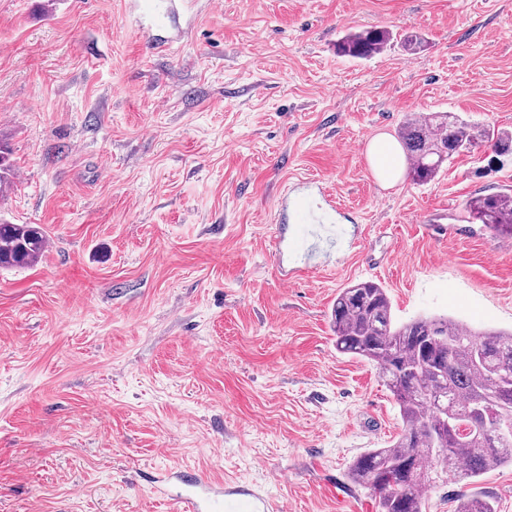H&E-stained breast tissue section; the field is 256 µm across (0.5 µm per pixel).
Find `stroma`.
Listing matches in <instances>:
<instances>
[{"label":"stroma","mask_w":512,"mask_h":512,"mask_svg":"<svg viewBox=\"0 0 512 512\" xmlns=\"http://www.w3.org/2000/svg\"><path fill=\"white\" fill-rule=\"evenodd\" d=\"M375 27L395 44L337 53ZM416 111L512 132V0H198L164 55L127 0H0V218L49 239L0 271V512H187L150 481L174 468L276 512H379L348 469L402 422L376 367L336 351L339 290L512 330V238L463 220L512 190V155L383 187L359 146ZM312 183L335 239L302 243L285 283L272 198ZM464 495L512 512V466L431 480L425 512Z\"/></svg>","instance_id":"35a3bbf8"}]
</instances>
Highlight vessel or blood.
Segmentation results:
<instances>
[{"mask_svg":"<svg viewBox=\"0 0 512 512\" xmlns=\"http://www.w3.org/2000/svg\"><path fill=\"white\" fill-rule=\"evenodd\" d=\"M193 4L194 0H129V11L146 41L156 52L169 51L183 41L188 30L171 20L175 3ZM279 215L294 214L297 222L317 221L304 198H290L287 191H280L273 199ZM177 499L187 504L189 512H225L227 504L221 494L215 493L210 475L198 469H178L174 472Z\"/></svg>","mask_w":512,"mask_h":512,"instance_id":"obj_1","label":"vessel or blood"}]
</instances>
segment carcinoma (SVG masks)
<instances>
[{
	"label": "carcinoma",
	"mask_w": 512,
	"mask_h": 512,
	"mask_svg": "<svg viewBox=\"0 0 512 512\" xmlns=\"http://www.w3.org/2000/svg\"><path fill=\"white\" fill-rule=\"evenodd\" d=\"M391 44L385 29L345 35L337 53L371 57ZM397 136L413 181L428 183L450 159L479 142L512 152V136L449 112L413 115ZM0 144V193L14 176ZM466 222L512 237V193L479 194L466 204ZM36 224L0 220V270L26 269L46 250ZM336 351L373 363L399 407L403 427L386 448H374L349 467L354 483L379 497L380 512H423L422 489L435 467L454 481L512 466V331L479 332L446 317H418L396 325L385 288L361 281L340 290L332 308ZM458 512H496L488 498L463 501Z\"/></svg>",
	"instance_id": "obj_1"
}]
</instances>
